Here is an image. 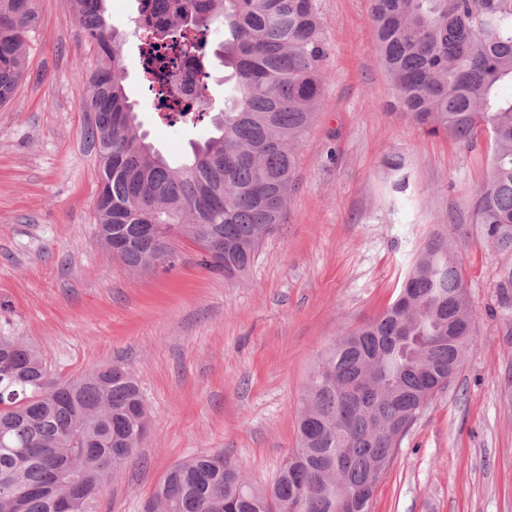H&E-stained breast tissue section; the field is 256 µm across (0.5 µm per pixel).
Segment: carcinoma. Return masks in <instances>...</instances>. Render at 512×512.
<instances>
[{
  "instance_id": "1",
  "label": "carcinoma",
  "mask_w": 512,
  "mask_h": 512,
  "mask_svg": "<svg viewBox=\"0 0 512 512\" xmlns=\"http://www.w3.org/2000/svg\"><path fill=\"white\" fill-rule=\"evenodd\" d=\"M98 66L87 81V137L101 192L99 224L128 235L116 257L128 268L167 271L175 242L201 251V264L230 281L248 270L263 239L283 223L298 148L321 104L327 45L320 0H139V21L171 53L198 61L190 30L224 34L217 54L231 69L215 135L181 161L147 141L105 0H73ZM371 30L392 106L425 134L472 149L487 137L486 173L471 200L448 214L452 233L433 232L375 319L341 336L321 356L297 417L298 445L273 485L259 488L222 456L173 465L145 512H371L394 448L419 410L446 387L474 333L463 251L471 228L506 257L494 273L492 316L512 337V0H370ZM37 0H0V106L27 71L25 42ZM166 117L206 115L207 84L179 80L166 54L147 58ZM396 191L409 180L387 156ZM156 224L167 261L135 229ZM222 238L214 259L200 227ZM148 408L134 375L113 365L60 379L17 336H0V512H95L101 490L132 461Z\"/></svg>"
}]
</instances>
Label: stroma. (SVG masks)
I'll list each match as a JSON object with an SVG mask.
<instances>
[{
  "mask_svg": "<svg viewBox=\"0 0 512 512\" xmlns=\"http://www.w3.org/2000/svg\"><path fill=\"white\" fill-rule=\"evenodd\" d=\"M105 6L138 118L165 156L181 159L213 127L161 122L145 93L138 0ZM369 6L320 0L322 102L298 149L285 221L249 272L228 281L188 241L175 267L155 274L124 267L101 243L99 167L83 110L97 53L71 0H39L27 76L0 107V336L23 337L61 377L119 365L138 379L149 427L96 512H143L163 474L202 452L270 486L296 446L320 353L395 299L428 236L481 179L485 144L423 135L391 108ZM392 153L409 163L403 192L384 167ZM502 261L471 240L473 344L402 438L372 512H512V341L489 315Z\"/></svg>",
  "mask_w": 512,
  "mask_h": 512,
  "instance_id": "obj_1",
  "label": "stroma"
}]
</instances>
